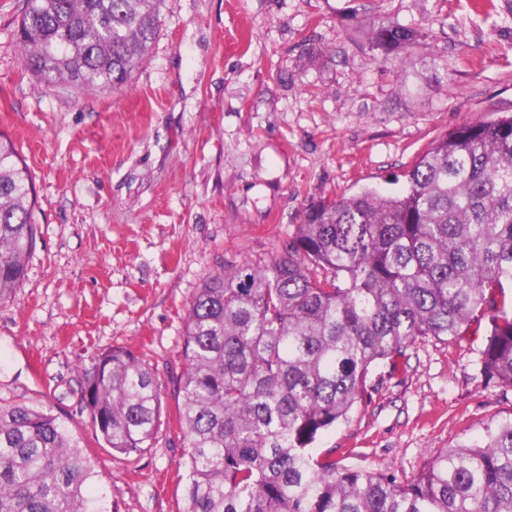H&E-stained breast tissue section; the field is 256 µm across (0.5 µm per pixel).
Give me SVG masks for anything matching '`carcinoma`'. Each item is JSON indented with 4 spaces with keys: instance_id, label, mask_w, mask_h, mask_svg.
Segmentation results:
<instances>
[{
    "instance_id": "cac0c4a2",
    "label": "carcinoma",
    "mask_w": 512,
    "mask_h": 512,
    "mask_svg": "<svg viewBox=\"0 0 512 512\" xmlns=\"http://www.w3.org/2000/svg\"><path fill=\"white\" fill-rule=\"evenodd\" d=\"M164 0H26L17 48L47 85L124 87L146 61ZM422 33L380 21L371 51L408 55ZM34 191L0 135V302L36 240ZM512 115L465 121L405 172L307 204L284 252L212 275L190 301L178 422L182 512H512V418L425 463L411 481L340 466L321 436L365 402L379 362L417 340L456 341L489 322L484 375L512 389ZM91 425L126 458L161 409L154 372L116 347L91 357ZM97 477L47 409L0 405V512H104Z\"/></svg>"
}]
</instances>
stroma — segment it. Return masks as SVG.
<instances>
[{
    "instance_id": "obj_1",
    "label": "stroma",
    "mask_w": 512,
    "mask_h": 512,
    "mask_svg": "<svg viewBox=\"0 0 512 512\" xmlns=\"http://www.w3.org/2000/svg\"><path fill=\"white\" fill-rule=\"evenodd\" d=\"M25 0H0V135L35 189L36 245L0 303V404L69 423L109 512H181L176 424L186 308L222 268L280 254L313 200L398 192L431 143L512 112V0H164L144 64L119 92L50 87L16 33ZM423 37L407 60L374 56L368 25ZM484 335L432 339L320 449L410 481L493 420L512 391L485 378ZM124 347L155 372L160 424L134 457L98 440L84 367Z\"/></svg>"
}]
</instances>
